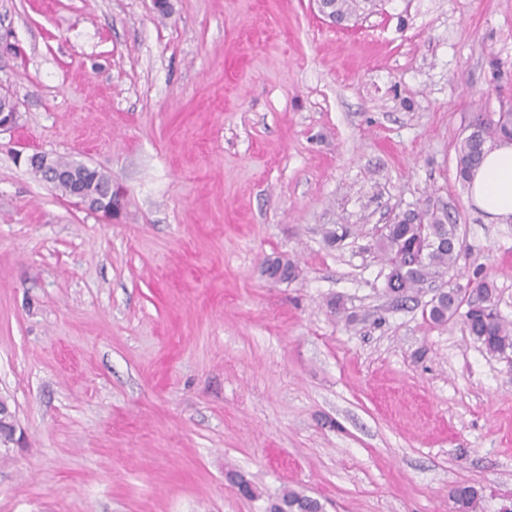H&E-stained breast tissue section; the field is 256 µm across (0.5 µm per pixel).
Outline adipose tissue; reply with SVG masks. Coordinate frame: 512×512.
Returning a JSON list of instances; mask_svg holds the SVG:
<instances>
[{"mask_svg":"<svg viewBox=\"0 0 512 512\" xmlns=\"http://www.w3.org/2000/svg\"><path fill=\"white\" fill-rule=\"evenodd\" d=\"M468 200L486 222L512 223V142L497 141L468 179Z\"/></svg>","mask_w":512,"mask_h":512,"instance_id":"obj_1","label":"adipose tissue"}]
</instances>
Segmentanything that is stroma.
<instances>
[{"label":"stroma","instance_id":"obj_1","mask_svg":"<svg viewBox=\"0 0 512 512\" xmlns=\"http://www.w3.org/2000/svg\"><path fill=\"white\" fill-rule=\"evenodd\" d=\"M0 0V512H480L512 498V358L438 289L482 279L512 322V223L456 175L512 109V0ZM112 178L117 220L25 162ZM456 220V267L408 299L375 247ZM344 231L337 242L328 232ZM285 256L297 276L274 282ZM237 472L260 496L236 493ZM316 0L319 12L330 21L334 26H341L342 23H336V20L350 22L352 19L360 18L361 16H369L379 11L382 6L380 0ZM457 512H477L482 498L479 490L471 485H457L451 492ZM322 504L315 498L294 490H284L270 503L269 512H322Z\"/></svg>","mask_w":512,"mask_h":512}]
</instances>
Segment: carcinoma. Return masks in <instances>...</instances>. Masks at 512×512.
I'll return each mask as SVG.
<instances>
[{"mask_svg":"<svg viewBox=\"0 0 512 512\" xmlns=\"http://www.w3.org/2000/svg\"><path fill=\"white\" fill-rule=\"evenodd\" d=\"M382 6L381 0H333L336 19L349 22L369 16ZM512 138V112L499 113L498 120L480 119L475 129L464 137L457 147L456 174L467 181L470 172L479 165L485 146L494 138ZM57 169L68 174L73 183L83 185L89 192L106 196L112 178L93 168L76 165L62 156L50 159ZM458 239L453 217L446 211L411 213L394 224L384 226L377 249L397 287L391 292L401 298L423 287L453 267L458 258ZM467 306L464 324L485 350L492 354L512 352V324L505 321L495 308V288L487 280H480L472 288L457 285L439 291L432 299L429 317L445 322ZM451 498L456 512H478L481 494L471 485L453 488ZM322 504L315 498L294 490H285L270 503L269 512H321Z\"/></svg>","mask_w":512,"mask_h":512,"instance_id":"1","label":"carcinoma"}]
</instances>
